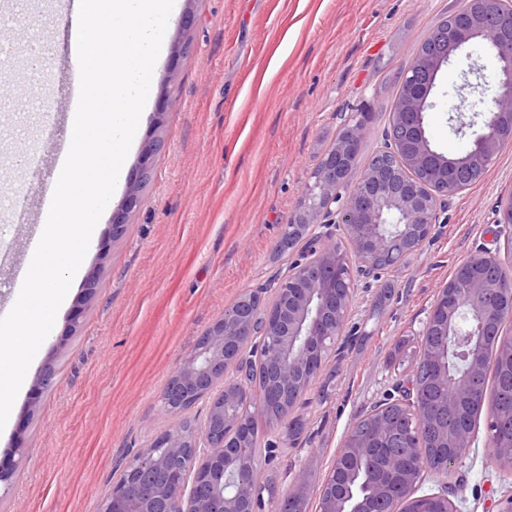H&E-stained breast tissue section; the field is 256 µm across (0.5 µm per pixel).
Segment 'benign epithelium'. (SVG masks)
<instances>
[{
	"label": "benign epithelium",
	"mask_w": 512,
	"mask_h": 512,
	"mask_svg": "<svg viewBox=\"0 0 512 512\" xmlns=\"http://www.w3.org/2000/svg\"><path fill=\"white\" fill-rule=\"evenodd\" d=\"M455 14L457 28L428 34L445 44L444 52L404 69L413 75L423 69L438 73L465 46L480 43L487 48L497 63L498 87L472 147L456 158L432 147L425 125V114L434 108L431 94L436 84L430 83L423 92L401 99L393 113L399 134L387 141L385 151L406 170L432 171L435 183H407L393 170L378 166L341 187L336 182V156L348 154L367 133L364 121L349 119L345 138L314 168L312 182L284 225L280 248H290L294 239L306 242L279 280L272 300H264L262 288L249 290L200 336L160 393L162 414L176 425L126 465L100 512H263V493L268 490L263 468L245 454L253 428L248 405L279 409L278 426L290 427L299 398L319 377L329 350L344 333L354 292L352 272L379 275L394 268L396 262L382 265L379 260L392 257L397 245L411 250L420 246L438 223L445 199L465 189L461 183H448V170L475 165L486 169L505 146L512 145V49L487 39L491 23H512V0H462ZM141 203L136 181L113 219L112 237L124 233L127 215ZM499 223L512 250V197L503 206ZM338 231L346 239L344 249L336 242ZM481 260L500 272L512 267L497 252L475 250L439 289L421 335L436 329L442 336H460L465 320L474 317L484 336L512 319V289L501 278L478 272ZM249 349L268 369L272 384L264 391L252 389L253 364L245 358ZM486 349L483 340H467L464 368L455 375L448 374L446 351L439 353L434 375L443 393L434 417H459L461 402L476 390L484 372ZM54 375V363H46L35 392L48 391ZM200 400L208 403L207 417L202 426L188 428L182 418L185 407ZM437 442L445 447L440 466L426 465L424 444L419 451L393 454L387 470L367 474L359 494L324 485L318 512H458L446 493L416 495L417 484L428 472L448 481L459 463V449L473 443L472 431L459 426ZM370 451L369 445L347 435L326 481L336 480L344 465L360 463Z\"/></svg>",
	"instance_id": "7a95c632"
}]
</instances>
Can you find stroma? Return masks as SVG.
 I'll return each mask as SVG.
<instances>
[{"instance_id": "1", "label": "stroma", "mask_w": 512, "mask_h": 512, "mask_svg": "<svg viewBox=\"0 0 512 512\" xmlns=\"http://www.w3.org/2000/svg\"><path fill=\"white\" fill-rule=\"evenodd\" d=\"M72 0H0L30 37L47 36L55 55L71 49ZM461 0H197L190 30L170 25L154 86L170 84L167 111L143 118L127 180L138 176L141 147L153 137L141 207L120 238L104 216L83 261L96 275L91 297L75 282L42 343L29 377L54 360V386L34 398L18 393L0 433V459L16 474L0 493V512H100L124 466L172 426L159 393L198 339L248 290L271 288L297 256L277 242L311 173L355 115L366 113L364 157L378 150L401 83V70ZM479 71L481 91L460 94L463 73ZM11 94L0 92V197L46 195L64 147L65 120L31 113L20 70L0 57ZM496 64L481 45L441 69L435 107L426 114L432 144L447 156L471 144L483 101L496 89ZM29 151L32 167L11 174L2 146ZM512 195V145L476 183L450 197L430 237L392 272L354 273V299L343 337L303 395L294 438L259 460L276 499L298 471L308 485L306 512L352 424L396 397L413 373L420 333L436 294L477 247H494L498 205ZM23 208L0 217V283L11 256L25 250ZM81 326L69 333L72 318ZM488 416L455 475H430L418 494L448 491L461 512H495L512 495V469L486 456Z\"/></svg>"}]
</instances>
